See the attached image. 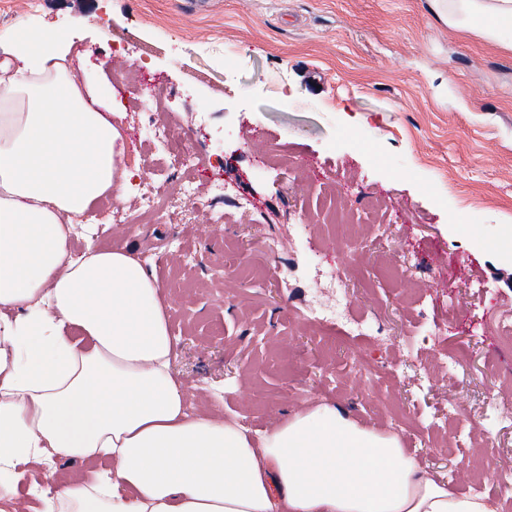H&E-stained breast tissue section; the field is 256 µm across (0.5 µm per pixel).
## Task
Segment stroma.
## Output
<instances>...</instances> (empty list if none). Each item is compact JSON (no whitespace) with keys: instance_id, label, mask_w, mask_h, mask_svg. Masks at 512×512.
<instances>
[{"instance_id":"stroma-1","label":"stroma","mask_w":512,"mask_h":512,"mask_svg":"<svg viewBox=\"0 0 512 512\" xmlns=\"http://www.w3.org/2000/svg\"><path fill=\"white\" fill-rule=\"evenodd\" d=\"M6 17L75 40L88 76L111 78L127 161L143 171L163 149L141 141L129 85L166 86L163 113L209 162L198 181L224 185L186 215L143 220L133 181L127 223L109 227L110 247L163 255L152 271L192 408L253 433L334 404L466 493L481 464H512V421L496 416L512 412V343L497 330L512 317V52L450 30L429 0H0ZM340 192L364 249L326 246L315 228L296 239ZM319 254L388 345L305 326ZM451 350L460 365L431 368ZM431 416L488 438L464 454L435 446Z\"/></svg>"}]
</instances>
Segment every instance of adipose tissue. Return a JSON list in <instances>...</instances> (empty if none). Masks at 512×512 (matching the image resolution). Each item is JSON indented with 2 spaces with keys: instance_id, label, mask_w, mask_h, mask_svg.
Segmentation results:
<instances>
[{
  "instance_id": "adipose-tissue-1",
  "label": "adipose tissue",
  "mask_w": 512,
  "mask_h": 512,
  "mask_svg": "<svg viewBox=\"0 0 512 512\" xmlns=\"http://www.w3.org/2000/svg\"><path fill=\"white\" fill-rule=\"evenodd\" d=\"M455 31L512 50V0H432ZM49 32L0 43V512L48 455L40 512H492L427 474L393 434L335 406L249 434L190 411L154 274L123 249L73 257L74 218L123 198L112 93Z\"/></svg>"
}]
</instances>
